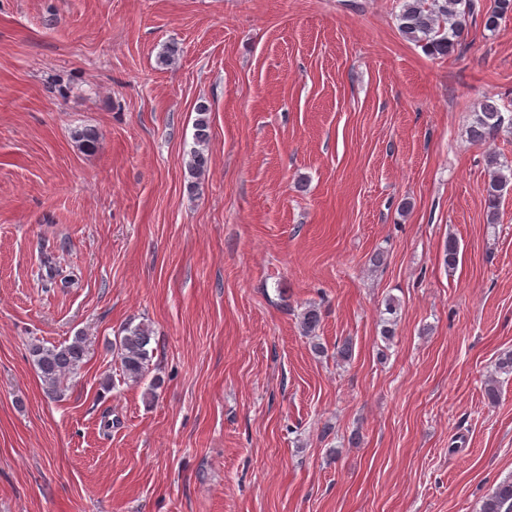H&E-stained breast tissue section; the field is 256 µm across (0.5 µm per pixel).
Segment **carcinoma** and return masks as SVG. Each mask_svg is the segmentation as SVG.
<instances>
[{
    "label": "carcinoma",
    "instance_id": "1",
    "mask_svg": "<svg viewBox=\"0 0 512 512\" xmlns=\"http://www.w3.org/2000/svg\"><path fill=\"white\" fill-rule=\"evenodd\" d=\"M509 15H512V0H494V5L488 9L484 8L480 0H403L399 29L405 38L422 44L427 54L443 57L454 52L461 44L468 19L480 16L484 28L494 32ZM443 23L448 25L445 30L441 29ZM197 112L195 141L198 148L191 152L188 164L191 177L194 178L188 184L191 192L198 190V179L207 171L209 164V157L205 153L210 138L207 117L209 108L200 104ZM505 128L512 129V117L505 118L497 100L489 97L470 126L469 138L475 144L484 145ZM74 138L81 149L89 151L95 148L98 134L93 129H82L75 133ZM487 161L492 172L483 184L482 193L488 204V223L494 224L499 202L505 195L512 193V163L500 160L496 154L488 155ZM459 255V242L453 237L448 238L444 247V264L450 269L455 268ZM41 270L43 273L40 274V280L43 285L56 283L59 269L53 252L42 253ZM301 323L305 335L316 337V331L321 325L320 310L312 305L306 307L302 312ZM152 339V330L144 324L124 329V335L114 346L123 382L140 383L146 378L153 353ZM30 352L47 394L53 395L84 364L89 353V341L77 335L72 341L59 345L34 343ZM479 512H512V479L502 481L486 495Z\"/></svg>",
    "mask_w": 512,
    "mask_h": 512
}]
</instances>
